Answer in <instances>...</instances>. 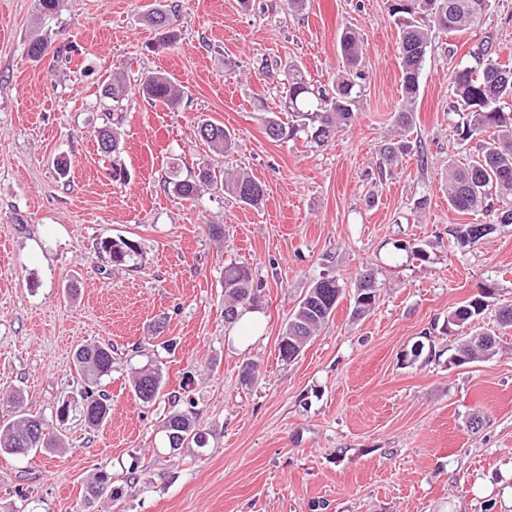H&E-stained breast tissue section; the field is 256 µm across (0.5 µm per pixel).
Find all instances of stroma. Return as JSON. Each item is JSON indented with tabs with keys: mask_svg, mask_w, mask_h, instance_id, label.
Returning <instances> with one entry per match:
<instances>
[{
	"mask_svg": "<svg viewBox=\"0 0 512 512\" xmlns=\"http://www.w3.org/2000/svg\"><path fill=\"white\" fill-rule=\"evenodd\" d=\"M154 2L61 0L45 16L38 0H0V392L19 391L50 422L80 381L75 347L103 338L114 358L106 425L74 416L63 452L0 457V512H512V328L496 319L512 301V224L455 212L441 189L449 161L476 150L453 131L452 77L484 39L512 55V0H492L475 31L434 33L414 150L384 171L377 148L396 131L401 98L388 0H306L299 12L287 0H179L169 48L145 20ZM346 28L362 38L366 76L353 125L323 147L269 138L263 117L283 104L288 65L332 89ZM45 33L52 51L30 60ZM146 71L182 87L177 106L139 95ZM116 72L132 84L118 104L102 95ZM203 119L233 130L236 148L214 156L197 134ZM105 127L122 138L107 158L96 138ZM205 161L262 182V204L210 188L193 201L168 192L169 172L186 178ZM117 166L125 180L113 179ZM422 197L426 208H415ZM458 224L495 230L462 247L450 234ZM107 238L139 245L137 269L99 253ZM230 262L262 287L260 332L224 319ZM364 267L380 298L356 318ZM327 273L345 288L332 322L281 361L284 324ZM482 283L496 291L479 326L501 349L457 366L448 313ZM151 335L175 351L147 345ZM418 343L423 354L407 361ZM148 357L195 402L205 448H163L168 402L145 405L128 389L131 366ZM249 359L260 376L245 385ZM103 471L111 486L85 502Z\"/></svg>",
	"mask_w": 512,
	"mask_h": 512,
	"instance_id": "35a3bbf8",
	"label": "stroma"
}]
</instances>
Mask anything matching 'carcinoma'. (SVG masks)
Returning a JSON list of instances; mask_svg holds the SVG:
<instances>
[{
	"mask_svg": "<svg viewBox=\"0 0 512 512\" xmlns=\"http://www.w3.org/2000/svg\"><path fill=\"white\" fill-rule=\"evenodd\" d=\"M490 8V0H390L389 12L398 28V57L402 77V97L395 111L397 137L385 139L378 148L379 165L393 166L411 150L405 139L412 129L416 101L420 91V77L431 45L432 32L460 33L479 26ZM176 9L158 4L146 15L153 28L163 31L161 39L171 45L175 34L168 31L171 15ZM345 61L336 76L333 92L328 94L311 84L304 71L292 65L288 68V94L282 112L270 111L265 117L266 134L273 140H307L327 146L336 135L349 128L354 120L353 107L363 91L364 73L358 69L361 45L354 30H344L339 38ZM467 55L474 64L455 71L452 78L459 121L454 132L462 140L477 138L481 154L465 163L448 161V205L459 213L493 212L500 224H512V63H503L489 44L469 49ZM138 91L152 103L173 106L180 102L183 91L168 77L157 72L140 76ZM127 92L123 77L115 75L105 94L118 102ZM197 133L211 150L222 155L235 148L234 135L224 126L202 121ZM102 153L119 150L120 135L112 129L98 132ZM168 190L186 201H193L203 187L219 186L238 202L256 207L261 204L265 189L254 177L227 170L217 174L209 163H202L198 171L181 179L175 172L167 180ZM492 224H458L452 236L462 246L474 244L493 233ZM114 266L133 267L140 255L138 244L129 239H106L100 242ZM262 288L253 283L248 267L237 263L224 265V315L235 323L245 308H257L262 303ZM492 284H482L464 304L448 313V329H465L478 321L488 307L487 298L494 294ZM343 294L340 279L320 276L297 304L285 323L278 349L285 362L293 361L307 343L329 323ZM378 298L376 278L371 272L359 274L354 295L353 313L368 314ZM500 343L496 336L486 332L462 333L455 348L454 358L459 364L483 361L494 357ZM112 344L93 341L80 344L74 351V365L86 387L61 401L55 410L59 428L50 429L44 420L20 409L22 396L14 393L8 402L15 408L8 420H0V455L19 458L37 453L54 454L65 447L60 427L70 413L79 411L86 424L98 428L107 423L112 411V397L107 392L95 393L92 387L112 373ZM167 373L164 367L147 364L134 371L131 390L143 403L151 405L164 396ZM198 411L193 402L182 409L167 412L163 419L164 442L170 451L192 445L206 446L204 433L197 425Z\"/></svg>",
	"mask_w": 512,
	"mask_h": 512,
	"instance_id": "1",
	"label": "carcinoma"
}]
</instances>
